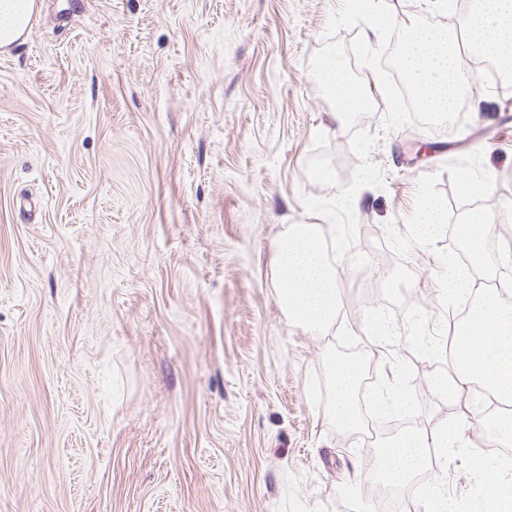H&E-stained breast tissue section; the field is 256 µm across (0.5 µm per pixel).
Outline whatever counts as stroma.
Returning <instances> with one entry per match:
<instances>
[{
  "label": "stroma",
  "mask_w": 512,
  "mask_h": 512,
  "mask_svg": "<svg viewBox=\"0 0 512 512\" xmlns=\"http://www.w3.org/2000/svg\"><path fill=\"white\" fill-rule=\"evenodd\" d=\"M337 0H40L30 39L0 54V512H371L375 457L308 397L336 339L291 323L273 243L318 224L304 197L330 105L307 64ZM360 127L381 188H362L337 262V328L374 372L367 308L397 257L418 179L482 152L512 233V89L469 102L462 129L388 130L380 90ZM431 144L418 157L410 143ZM408 303L445 329L433 251L406 259ZM454 415L495 447L473 404ZM415 424L452 413L434 394Z\"/></svg>",
  "instance_id": "obj_1"
}]
</instances>
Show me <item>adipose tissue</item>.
<instances>
[{"mask_svg": "<svg viewBox=\"0 0 512 512\" xmlns=\"http://www.w3.org/2000/svg\"><path fill=\"white\" fill-rule=\"evenodd\" d=\"M316 77L325 97L330 102L329 122L322 125L325 133L335 132L336 126L352 114L364 111L370 101L368 91L354 85L343 67L331 57H323L316 70Z\"/></svg>", "mask_w": 512, "mask_h": 512, "instance_id": "obj_1", "label": "adipose tissue"}]
</instances>
